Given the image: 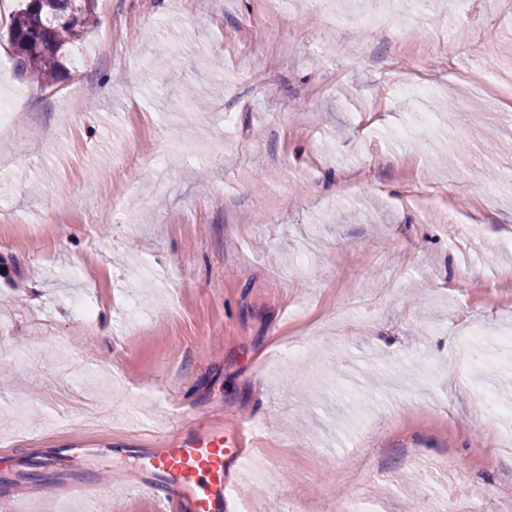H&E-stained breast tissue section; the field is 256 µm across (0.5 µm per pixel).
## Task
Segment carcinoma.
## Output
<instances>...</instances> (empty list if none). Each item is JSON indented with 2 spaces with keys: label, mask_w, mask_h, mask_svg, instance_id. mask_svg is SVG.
I'll use <instances>...</instances> for the list:
<instances>
[{
  "label": "carcinoma",
  "mask_w": 512,
  "mask_h": 512,
  "mask_svg": "<svg viewBox=\"0 0 512 512\" xmlns=\"http://www.w3.org/2000/svg\"><path fill=\"white\" fill-rule=\"evenodd\" d=\"M95 0H24L10 18L8 34L18 63L48 88L61 72L65 47L79 42L95 24Z\"/></svg>",
  "instance_id": "1"
}]
</instances>
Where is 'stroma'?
I'll list each match as a JSON object with an SVG mask.
<instances>
[{
  "instance_id": "35a3bbf8",
  "label": "stroma",
  "mask_w": 512,
  "mask_h": 512,
  "mask_svg": "<svg viewBox=\"0 0 512 512\" xmlns=\"http://www.w3.org/2000/svg\"><path fill=\"white\" fill-rule=\"evenodd\" d=\"M0 0V481L91 512L83 441L251 420L246 512H512V0H96L53 88ZM95 96L69 105L75 84ZM204 143L127 179L130 154ZM80 297L93 313L83 319ZM301 355H293L294 346ZM112 512H156L111 456Z\"/></svg>"
}]
</instances>
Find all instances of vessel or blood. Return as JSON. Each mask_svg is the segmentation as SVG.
I'll list each match as a JSON object with an SVG mask.
<instances>
[{"instance_id": "vessel-or-blood-1", "label": "vessel or blood", "mask_w": 512, "mask_h": 512, "mask_svg": "<svg viewBox=\"0 0 512 512\" xmlns=\"http://www.w3.org/2000/svg\"><path fill=\"white\" fill-rule=\"evenodd\" d=\"M245 453L242 429L227 431L207 422L165 437L160 449H138L136 457L142 487L155 499L158 512H171V489L190 512H234L229 480Z\"/></svg>"}]
</instances>
